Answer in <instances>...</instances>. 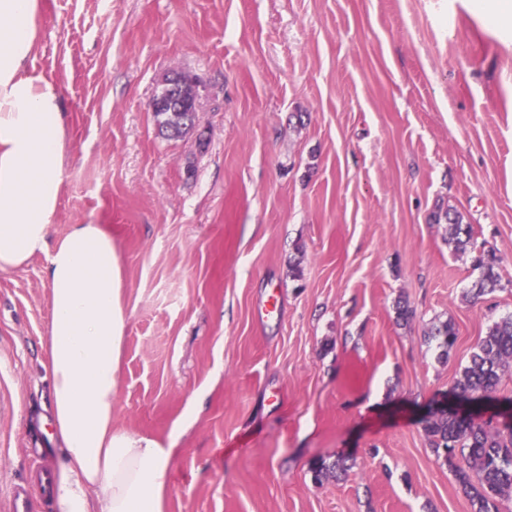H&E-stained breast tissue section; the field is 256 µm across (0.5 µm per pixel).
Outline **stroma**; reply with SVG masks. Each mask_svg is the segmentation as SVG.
Wrapping results in <instances>:
<instances>
[{"label":"stroma","mask_w":512,"mask_h":512,"mask_svg":"<svg viewBox=\"0 0 512 512\" xmlns=\"http://www.w3.org/2000/svg\"><path fill=\"white\" fill-rule=\"evenodd\" d=\"M40 3L28 71L68 142L52 233L98 224L118 250L113 424L174 443L165 512H473L422 420L512 314V27L472 0ZM176 72L200 108L165 139ZM483 247L502 287L473 302ZM46 267L0 271V512L56 461ZM339 454L348 476L315 481ZM444 220L448 224V242L454 244L456 250L464 251L473 241L471 224H464L463 215L452 208L436 215L439 223ZM428 339L435 340L441 349V356L448 357V351L455 345L457 333L448 321L433 322L426 332Z\"/></svg>","instance_id":"stroma-1"}]
</instances>
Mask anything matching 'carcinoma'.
<instances>
[{
	"label": "carcinoma",
	"mask_w": 512,
	"mask_h": 512,
	"mask_svg": "<svg viewBox=\"0 0 512 512\" xmlns=\"http://www.w3.org/2000/svg\"><path fill=\"white\" fill-rule=\"evenodd\" d=\"M159 134L180 138L190 131L181 120L194 118L191 104L170 95L165 111L155 113ZM448 224V242L463 251L473 241V229L463 215L448 209L436 221ZM479 271L470 292L478 299L501 287V274L494 254L482 252L475 260ZM426 336L437 342L441 356L455 345L457 333L448 322L432 323ZM512 370V315L488 327L485 338L455 380L451 393L459 404L476 405L474 414L440 407L424 419V431L437 457L443 459L461 489L471 499L474 512H500L499 504L512 491V428L493 423V418L512 417V398L497 397L502 375ZM349 470L347 458L321 460L314 468L318 480Z\"/></svg>",
	"instance_id": "obj_1"
}]
</instances>
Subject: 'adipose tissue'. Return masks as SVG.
Returning a JSON list of instances; mask_svg holds the SVG:
<instances>
[{"label": "adipose tissue", "mask_w": 512, "mask_h": 512, "mask_svg": "<svg viewBox=\"0 0 512 512\" xmlns=\"http://www.w3.org/2000/svg\"><path fill=\"white\" fill-rule=\"evenodd\" d=\"M39 12V0H0V271L48 260V495L54 512H164L172 448L112 426L128 320L112 239L96 224L51 237L67 143L58 87L26 68Z\"/></svg>", "instance_id": "obj_1"}]
</instances>
